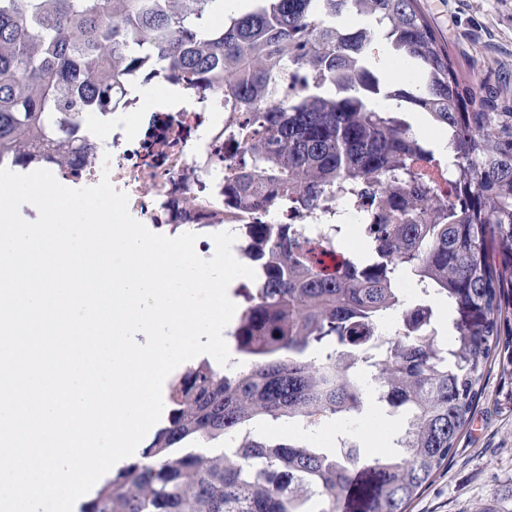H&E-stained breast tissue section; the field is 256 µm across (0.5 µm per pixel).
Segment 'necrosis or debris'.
<instances>
[{
	"mask_svg": "<svg viewBox=\"0 0 512 512\" xmlns=\"http://www.w3.org/2000/svg\"><path fill=\"white\" fill-rule=\"evenodd\" d=\"M225 111L219 95L155 114L134 99L118 121L100 118L94 105H85L74 134L90 141L97 156L80 174L59 166L52 173L64 185H94L109 172L116 189L128 194L131 215L144 224L210 223L212 213L224 209L220 185L233 163Z\"/></svg>",
	"mask_w": 512,
	"mask_h": 512,
	"instance_id": "obj_1",
	"label": "necrosis or debris"
}]
</instances>
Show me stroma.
<instances>
[{
    "label": "stroma",
    "mask_w": 512,
    "mask_h": 512,
    "mask_svg": "<svg viewBox=\"0 0 512 512\" xmlns=\"http://www.w3.org/2000/svg\"><path fill=\"white\" fill-rule=\"evenodd\" d=\"M420 6L461 78L512 98V0H420ZM499 387L495 369L448 465L407 512H512V408L499 405ZM401 423L400 414L371 404L345 429L349 442L372 454L390 447Z\"/></svg>",
    "instance_id": "obj_1"
}]
</instances>
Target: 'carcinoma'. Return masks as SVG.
<instances>
[{"label": "carcinoma", "instance_id": "cac0c4a2", "mask_svg": "<svg viewBox=\"0 0 512 512\" xmlns=\"http://www.w3.org/2000/svg\"><path fill=\"white\" fill-rule=\"evenodd\" d=\"M252 2L215 27L223 0H0L1 158L92 165L58 117L121 107L150 56L183 94L219 90L242 117L224 208L255 215L264 242L237 289L238 371L187 367L141 458L79 512H406L453 456L488 364L512 380V103L460 79L419 0ZM377 37L420 63L417 81L376 64ZM412 111L448 130V162L401 118ZM342 198L370 207L362 251L340 248L339 219L317 238L265 221ZM403 279L448 305L450 336ZM369 401L403 414L371 456L341 432L328 452L250 428L340 422Z\"/></svg>", "mask_w": 512, "mask_h": 512}]
</instances>
